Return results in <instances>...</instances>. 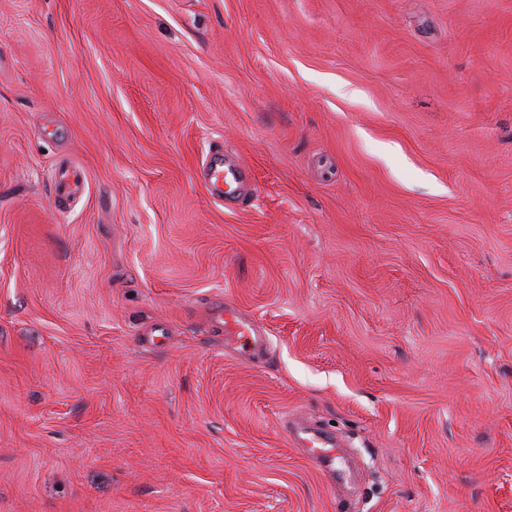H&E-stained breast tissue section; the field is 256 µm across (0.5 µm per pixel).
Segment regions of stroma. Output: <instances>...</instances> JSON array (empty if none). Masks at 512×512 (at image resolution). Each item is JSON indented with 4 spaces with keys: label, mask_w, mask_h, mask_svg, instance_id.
I'll return each instance as SVG.
<instances>
[{
    "label": "stroma",
    "mask_w": 512,
    "mask_h": 512,
    "mask_svg": "<svg viewBox=\"0 0 512 512\" xmlns=\"http://www.w3.org/2000/svg\"><path fill=\"white\" fill-rule=\"evenodd\" d=\"M0 512H512V0H0ZM224 309V346L239 350L243 355L259 351L264 340L261 333L252 325L244 323L237 316L227 317ZM314 438L312 435L311 438L307 439L312 446L306 447L312 453L313 462L319 467V469L326 473H334L336 472V448H324L326 443L320 442L322 448L314 446Z\"/></svg>",
    "instance_id": "obj_1"
}]
</instances>
